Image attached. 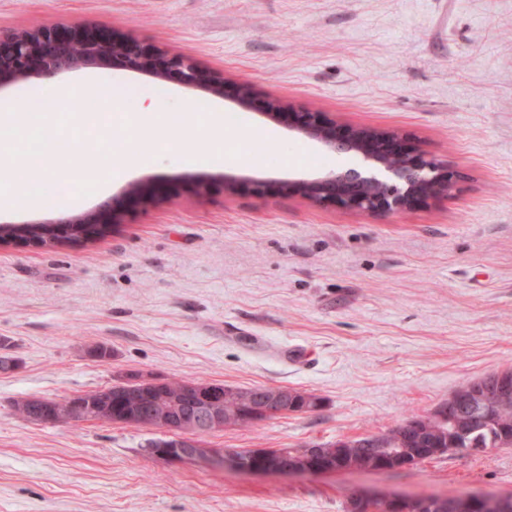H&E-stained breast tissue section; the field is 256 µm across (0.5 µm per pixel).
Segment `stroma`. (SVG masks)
I'll list each match as a JSON object with an SVG mask.
<instances>
[{
    "mask_svg": "<svg viewBox=\"0 0 512 512\" xmlns=\"http://www.w3.org/2000/svg\"><path fill=\"white\" fill-rule=\"evenodd\" d=\"M84 22L338 122L407 134L461 179L426 206L372 216L282 195L280 182L336 170L338 155L229 95L164 85L170 106L235 113L218 165L180 155L160 130L150 161L130 167L132 114L105 104L91 124L54 112L44 165L64 188L24 209L0 165V224L67 217V197L82 212L116 198L119 220L92 241L0 243V340L18 362L0 369V512H347L365 490L512 495V448L377 473L250 476L167 465L146 451L163 436L152 428L35 423L14 409L132 374L281 387L322 406L208 441L292 448L386 431L512 368V0H0L1 33ZM91 79L152 83L89 68L0 97L52 100ZM133 183L158 203H132ZM98 346L110 357L93 356Z\"/></svg>",
    "mask_w": 512,
    "mask_h": 512,
    "instance_id": "stroma-1",
    "label": "stroma"
}]
</instances>
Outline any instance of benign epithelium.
Segmentation results:
<instances>
[{
    "label": "benign epithelium",
    "mask_w": 512,
    "mask_h": 512,
    "mask_svg": "<svg viewBox=\"0 0 512 512\" xmlns=\"http://www.w3.org/2000/svg\"><path fill=\"white\" fill-rule=\"evenodd\" d=\"M94 66L120 67L146 73L163 81L185 86H201L210 94L224 95L232 89L237 101L262 109L270 119L288 126L297 134L315 141L333 153L353 152L372 162L384 176L365 175L356 169L334 170L314 179L284 181L279 185L285 195H297L318 205H332L343 210L367 214L404 213L439 196L454 185L448 163L431 156L422 146L397 131L362 130L338 124L314 109L260 98L253 84L240 79L227 84L224 77L206 73L188 58L166 50L152 49L136 39L106 36L93 22L71 28L62 34L51 27L20 29L0 37V79L53 77ZM115 220L114 206L102 203L97 210L56 220L58 224H110ZM183 409L176 408L160 394L142 410L141 425L162 429L169 441L147 449L150 456L172 466L195 465L232 470L249 475L319 476L346 471L344 467L317 465L311 450L288 462L271 461L272 454L263 448L258 454L269 458L268 464L256 466L241 459L232 448H215L204 436L224 428V415L216 404L224 400V391L210 384L188 382L184 386ZM457 406L470 409L473 419L491 409L512 403V371L501 370L473 381L449 397ZM308 395L299 400L284 389L271 398L265 391L254 393L250 417L266 420L310 409ZM91 400L82 395L68 404L66 421L82 422L90 418ZM383 502L388 512H442L446 504L418 502L395 492L371 494Z\"/></svg>",
    "instance_id": "benign-epithelium-1"
}]
</instances>
